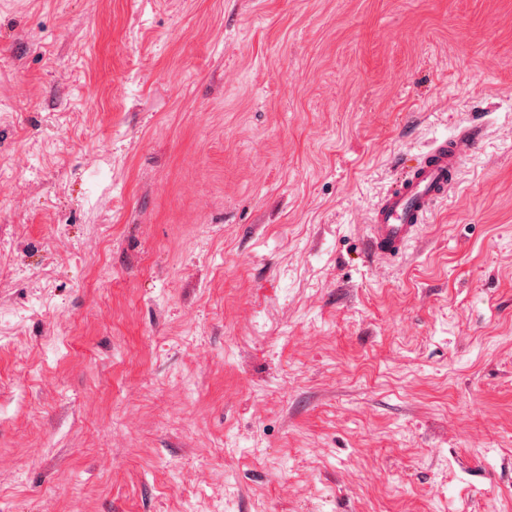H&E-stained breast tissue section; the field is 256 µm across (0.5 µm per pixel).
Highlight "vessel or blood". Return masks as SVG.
<instances>
[{"label": "vessel or blood", "mask_w": 512, "mask_h": 512, "mask_svg": "<svg viewBox=\"0 0 512 512\" xmlns=\"http://www.w3.org/2000/svg\"><path fill=\"white\" fill-rule=\"evenodd\" d=\"M480 138L478 129L464 128L435 140L422 157L401 163L372 211L364 246L367 261L397 259L419 239L428 214L453 189L463 158Z\"/></svg>", "instance_id": "1"}]
</instances>
